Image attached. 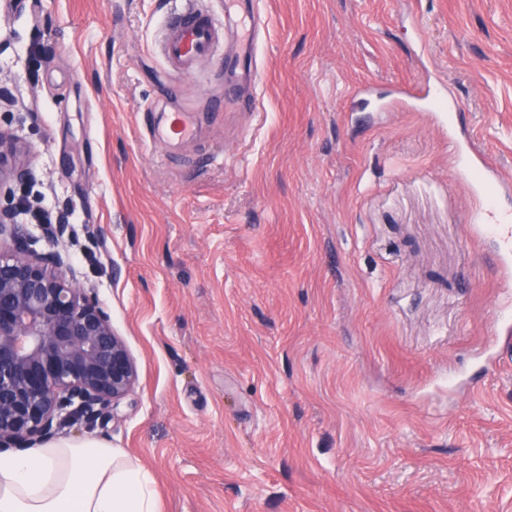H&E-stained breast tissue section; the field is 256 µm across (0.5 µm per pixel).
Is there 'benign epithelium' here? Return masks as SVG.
Listing matches in <instances>:
<instances>
[{"instance_id":"obj_1","label":"benign epithelium","mask_w":512,"mask_h":512,"mask_svg":"<svg viewBox=\"0 0 512 512\" xmlns=\"http://www.w3.org/2000/svg\"><path fill=\"white\" fill-rule=\"evenodd\" d=\"M29 176L15 136L0 127V447L28 446L53 426L112 419L137 370L95 289L35 248L16 224Z\"/></svg>"}]
</instances>
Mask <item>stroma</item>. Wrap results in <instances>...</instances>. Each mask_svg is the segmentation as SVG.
<instances>
[{
	"label": "stroma",
	"mask_w": 512,
	"mask_h": 512,
	"mask_svg": "<svg viewBox=\"0 0 512 512\" xmlns=\"http://www.w3.org/2000/svg\"><path fill=\"white\" fill-rule=\"evenodd\" d=\"M179 0L0 2L32 203L137 367L109 441L161 512H512V335L454 146L512 175V0H256L265 117L144 142Z\"/></svg>",
	"instance_id": "1"
}]
</instances>
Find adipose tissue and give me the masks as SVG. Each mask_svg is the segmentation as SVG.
<instances>
[{"mask_svg": "<svg viewBox=\"0 0 512 512\" xmlns=\"http://www.w3.org/2000/svg\"><path fill=\"white\" fill-rule=\"evenodd\" d=\"M0 512H159L154 478L102 439L0 452Z\"/></svg>", "mask_w": 512, "mask_h": 512, "instance_id": "ef3b65f1", "label": "adipose tissue"}]
</instances>
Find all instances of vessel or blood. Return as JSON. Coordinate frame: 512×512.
Returning <instances> with one entry per match:
<instances>
[{"instance_id":"b4317fda","label":"vessel or blood","mask_w":512,"mask_h":512,"mask_svg":"<svg viewBox=\"0 0 512 512\" xmlns=\"http://www.w3.org/2000/svg\"><path fill=\"white\" fill-rule=\"evenodd\" d=\"M266 23L254 9L253 0H225L223 15L203 5V0H184L167 19L159 53L174 79L200 73L203 65H212L224 79L218 96L225 111L246 110L248 115L262 114L261 101L254 88L258 70L257 49L265 36ZM148 144L184 145L194 141L200 124L195 106L187 100L170 103L168 110L148 113L143 127ZM463 155L460 175L473 195L480 198L470 233L479 239L494 238L498 245V269L503 278L512 277V225L494 217V197L486 195L494 188L496 195L512 192V181L501 178L478 153L471 140L456 142Z\"/></svg>"}]
</instances>
